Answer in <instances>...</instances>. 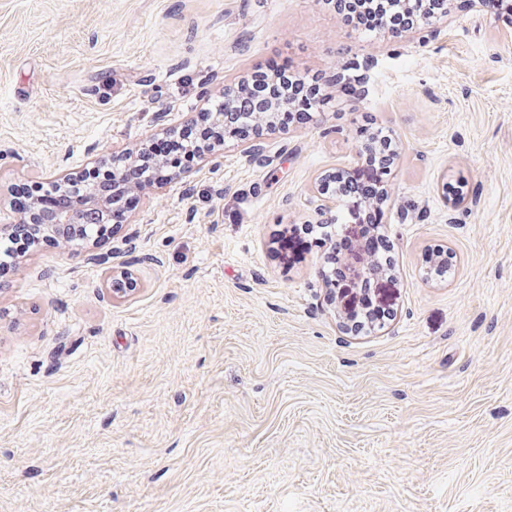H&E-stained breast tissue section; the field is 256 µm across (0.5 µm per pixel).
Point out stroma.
I'll list each match as a JSON object with an SVG mask.
<instances>
[{
	"mask_svg": "<svg viewBox=\"0 0 512 512\" xmlns=\"http://www.w3.org/2000/svg\"><path fill=\"white\" fill-rule=\"evenodd\" d=\"M273 59L333 105L0 277V512H512V25L491 6L389 37L327 0H0V225L15 189L123 158ZM367 120L399 144L398 285L356 334L325 247L276 241L321 222L309 187L357 169Z\"/></svg>",
	"mask_w": 512,
	"mask_h": 512,
	"instance_id": "stroma-1",
	"label": "stroma"
}]
</instances>
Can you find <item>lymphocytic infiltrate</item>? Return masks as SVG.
Returning a JSON list of instances; mask_svg holds the SVG:
<instances>
[{
  "label": "lymphocytic infiltrate",
  "mask_w": 512,
  "mask_h": 512,
  "mask_svg": "<svg viewBox=\"0 0 512 512\" xmlns=\"http://www.w3.org/2000/svg\"><path fill=\"white\" fill-rule=\"evenodd\" d=\"M442 7V0H344L341 11L353 30L397 33L407 30L423 15L440 12ZM248 86V94L230 112V123L241 137L256 133V124L249 115L256 112L259 104H277L274 122L287 128L306 123L327 102L318 78L298 75L287 66L275 64L255 70ZM360 135L367 142L360 155L361 173L341 179L338 192L345 199L359 202L361 243L369 254L380 258L387 250V240L381 230L382 209L378 200L385 189L384 179L391 172L390 158L395 144L383 129L368 124L361 126ZM214 142L209 120L202 119L151 144L149 156L139 162L120 164L118 178L104 188L105 195L118 200L109 215V223H122L134 201V188L151 182L157 175V168L151 165L152 157L165 159L169 167L183 168L194 161L199 149Z\"/></svg>",
  "instance_id": "lymphocytic-infiltrate-1"
}]
</instances>
